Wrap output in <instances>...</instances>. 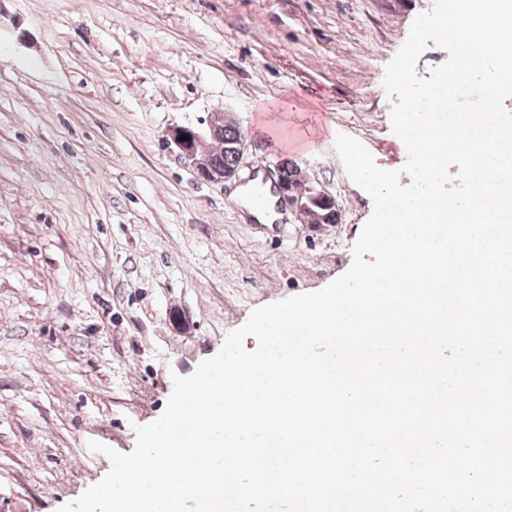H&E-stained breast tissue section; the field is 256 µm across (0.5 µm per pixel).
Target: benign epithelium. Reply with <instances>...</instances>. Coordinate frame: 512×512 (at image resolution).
<instances>
[{"label": "benign epithelium", "instance_id": "benign-epithelium-1", "mask_svg": "<svg viewBox=\"0 0 512 512\" xmlns=\"http://www.w3.org/2000/svg\"><path fill=\"white\" fill-rule=\"evenodd\" d=\"M237 124L226 112L217 110L209 113L204 126H173L167 132V142L174 145L180 154L189 161L198 178L207 182H224L238 174L239 165L224 168L218 165L211 155L209 141L224 133V127ZM186 139H181V136ZM277 180L274 188L280 203L290 210H298L304 206L305 200L313 197L324 198L335 202V198L314 184H288L281 175L282 167H277Z\"/></svg>", "mask_w": 512, "mask_h": 512}]
</instances>
